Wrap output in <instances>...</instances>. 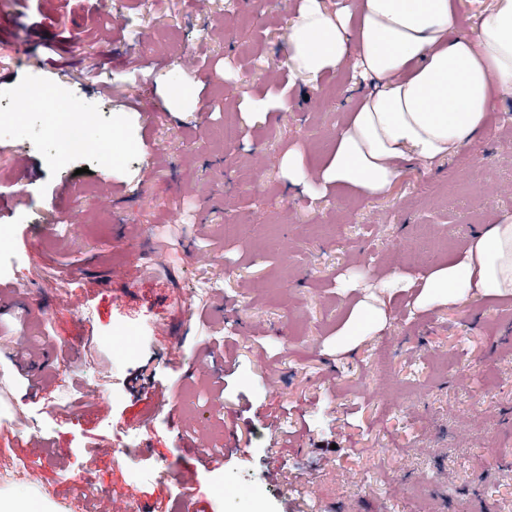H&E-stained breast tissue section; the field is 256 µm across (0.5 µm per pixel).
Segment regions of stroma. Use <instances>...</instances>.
Instances as JSON below:
<instances>
[{"instance_id":"stroma-1","label":"stroma","mask_w":512,"mask_h":512,"mask_svg":"<svg viewBox=\"0 0 512 512\" xmlns=\"http://www.w3.org/2000/svg\"><path fill=\"white\" fill-rule=\"evenodd\" d=\"M296 6L0 0V94L94 113L78 154L40 103L0 129V188L25 192L0 205V461L44 464L0 499L512 512V292L427 306L412 285L512 215V99L386 195L289 187V152L318 173L356 106L350 70L290 75ZM365 305L380 327L348 335Z\"/></svg>"}]
</instances>
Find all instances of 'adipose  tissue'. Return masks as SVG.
Segmentation results:
<instances>
[{
    "mask_svg": "<svg viewBox=\"0 0 512 512\" xmlns=\"http://www.w3.org/2000/svg\"><path fill=\"white\" fill-rule=\"evenodd\" d=\"M452 0H354L329 12L298 0L288 28L293 74L310 80L352 65L368 80L326 166L288 179L383 195L408 162L449 157L486 125L493 98L512 97V0H494L472 30L456 34ZM428 299L457 304L512 290V216L472 239L462 259L424 280Z\"/></svg>",
    "mask_w": 512,
    "mask_h": 512,
    "instance_id": "obj_1",
    "label": "adipose tissue"
}]
</instances>
